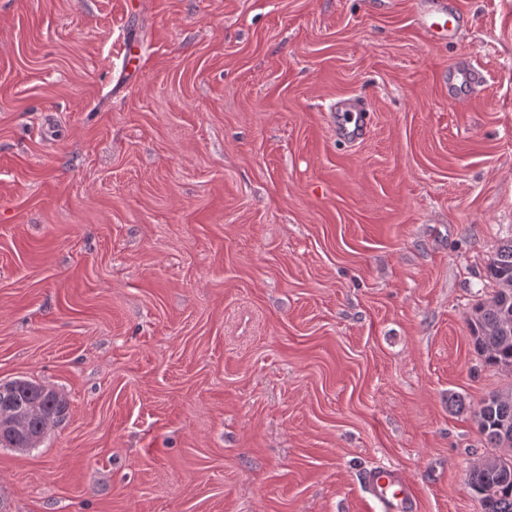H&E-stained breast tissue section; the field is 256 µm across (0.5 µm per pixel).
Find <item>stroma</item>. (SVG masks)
<instances>
[{
	"label": "stroma",
	"mask_w": 512,
	"mask_h": 512,
	"mask_svg": "<svg viewBox=\"0 0 512 512\" xmlns=\"http://www.w3.org/2000/svg\"><path fill=\"white\" fill-rule=\"evenodd\" d=\"M415 2L0 0V381L68 402L0 447V512H372L374 467L482 512L512 0H450L438 43ZM477 82V76L469 65L457 62L448 82V96L455 101H465ZM460 91V93H459ZM333 131L340 142L351 144L363 141L370 130V113L361 109L359 100L341 98L330 107Z\"/></svg>",
	"instance_id": "35a3bbf8"
}]
</instances>
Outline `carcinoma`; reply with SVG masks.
<instances>
[{
    "label": "carcinoma",
    "instance_id": "1",
    "mask_svg": "<svg viewBox=\"0 0 512 512\" xmlns=\"http://www.w3.org/2000/svg\"><path fill=\"white\" fill-rule=\"evenodd\" d=\"M486 279L495 293L472 310L468 320L472 343L487 366L512 370V237L498 244L487 265ZM13 400L23 407L37 404L59 421L67 409L58 392L30 380L13 392ZM474 415L492 447L512 448V390L490 395ZM467 482L483 512H512V464L488 458L469 471Z\"/></svg>",
    "mask_w": 512,
    "mask_h": 512
}]
</instances>
